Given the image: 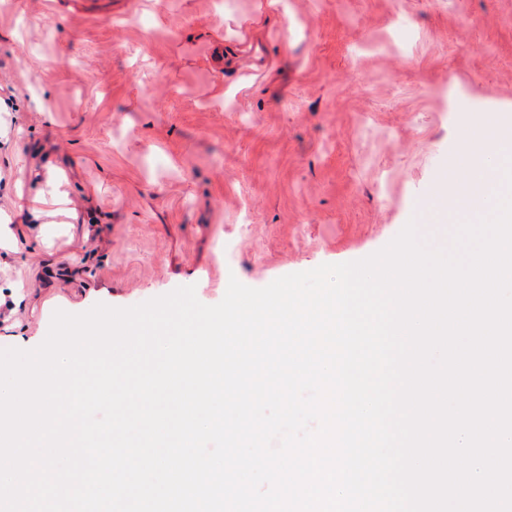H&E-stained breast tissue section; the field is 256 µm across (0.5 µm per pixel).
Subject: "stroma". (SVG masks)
<instances>
[{
	"label": "stroma",
	"mask_w": 512,
	"mask_h": 512,
	"mask_svg": "<svg viewBox=\"0 0 512 512\" xmlns=\"http://www.w3.org/2000/svg\"><path fill=\"white\" fill-rule=\"evenodd\" d=\"M512 135V0H0V349L363 259Z\"/></svg>",
	"instance_id": "stroma-1"
}]
</instances>
